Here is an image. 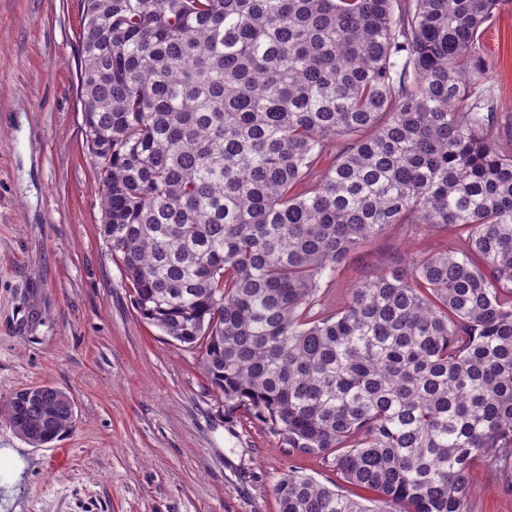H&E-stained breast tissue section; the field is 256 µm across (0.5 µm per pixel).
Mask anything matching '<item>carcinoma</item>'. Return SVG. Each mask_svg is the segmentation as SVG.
Here are the masks:
<instances>
[{
  "label": "carcinoma",
  "instance_id": "carcinoma-1",
  "mask_svg": "<svg viewBox=\"0 0 512 512\" xmlns=\"http://www.w3.org/2000/svg\"><path fill=\"white\" fill-rule=\"evenodd\" d=\"M499 3L84 0L100 233L136 312L225 410L375 494L291 470L279 512H467L476 460L512 469V142L479 53ZM397 224L443 244L320 308ZM5 416L34 447L76 422L50 385Z\"/></svg>",
  "mask_w": 512,
  "mask_h": 512
}]
</instances>
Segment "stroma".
Returning a JSON list of instances; mask_svg holds the SVG:
<instances>
[{
	"label": "stroma",
	"instance_id": "stroma-1",
	"mask_svg": "<svg viewBox=\"0 0 512 512\" xmlns=\"http://www.w3.org/2000/svg\"><path fill=\"white\" fill-rule=\"evenodd\" d=\"M81 0H0V409L49 384L77 407L73 430L35 448L0 417V448L27 463L18 512H279L296 469L342 483L319 458L281 447L228 413L197 352L134 309L100 235V192L78 90ZM486 84L512 137V0L485 24ZM395 225L352 254L349 286L395 250L430 246ZM507 473L476 463L468 512H512Z\"/></svg>",
	"mask_w": 512,
	"mask_h": 512
}]
</instances>
